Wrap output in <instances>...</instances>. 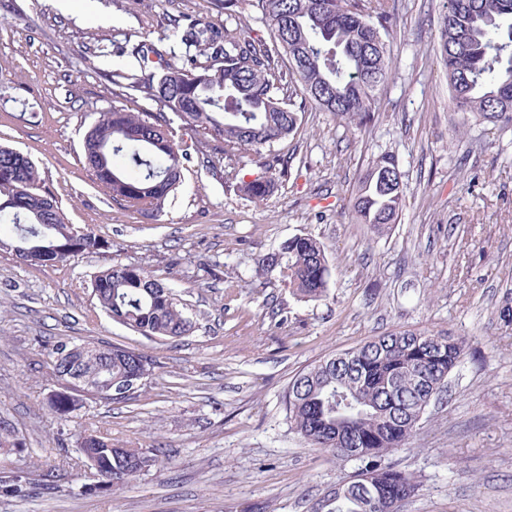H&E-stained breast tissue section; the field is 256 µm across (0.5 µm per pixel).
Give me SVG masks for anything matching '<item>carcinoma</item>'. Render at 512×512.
I'll use <instances>...</instances> for the list:
<instances>
[{"label":"carcinoma","mask_w":512,"mask_h":512,"mask_svg":"<svg viewBox=\"0 0 512 512\" xmlns=\"http://www.w3.org/2000/svg\"><path fill=\"white\" fill-rule=\"evenodd\" d=\"M271 24V37L242 28L220 30L204 17L185 25L173 21L168 39L180 41L170 58L153 44L132 48L137 67L112 70V83L136 88L167 112H132L117 102L97 112L82 149L85 162L115 201L161 215L183 185L191 160L187 145L174 138L172 113L182 125L224 142V158L286 139L299 128L300 114L315 105L362 129L382 111L380 87L393 62L384 35L395 0H254ZM288 57L291 78L278 66ZM436 53L448 76L452 112L466 121L512 126V0H444ZM298 88L279 97L284 81ZM274 187L271 175L241 182L238 190L262 202ZM405 200L402 173L393 155L376 157L349 196L353 219L376 237L397 223ZM0 241L23 265H56L112 247L104 236L69 224L58 199L44 185L35 162L0 145ZM278 271L293 293L308 301L327 295L330 262L326 247L310 235L291 237L262 260ZM99 307L116 323L144 336L177 338L193 329L182 298L141 265L114 264L91 278ZM466 339L404 329L375 336L334 354L289 383L286 411L291 430L311 448L360 463L342 494L311 512H374L354 483L369 474L370 497L407 500L418 481L391 456L410 449L427 407L446 392L448 376L463 358ZM54 377L67 370L86 379H112L104 399L137 397L156 362L121 345L60 341L49 363ZM47 406L61 418L81 410L67 391H53ZM79 439L85 459L102 475L101 489L123 488L160 463L159 448H130L85 430ZM29 487L27 473L11 470L0 488L15 495Z\"/></svg>","instance_id":"cac0c4a2"}]
</instances>
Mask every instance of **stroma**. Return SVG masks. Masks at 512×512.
Segmentation results:
<instances>
[{
    "instance_id": "35a3bbf8",
    "label": "stroma",
    "mask_w": 512,
    "mask_h": 512,
    "mask_svg": "<svg viewBox=\"0 0 512 512\" xmlns=\"http://www.w3.org/2000/svg\"><path fill=\"white\" fill-rule=\"evenodd\" d=\"M443 0H398L386 37L391 79L385 112L357 130L310 108L295 135L230 160L250 181L276 161L277 185L256 203L207 164L210 136L172 126L199 144L175 203L156 218L98 186L81 139L112 101L158 112L139 90L112 83L84 54L100 39L164 42L171 19L192 14L268 37L251 0H0V144L27 154L70 224L112 242L109 252L56 266L0 254V428L22 447L0 469L28 471L30 491L0 490V512H309L312 499L350 480L356 462L305 446L286 417L288 384L329 355L405 328L468 337L411 450L393 458L420 486L405 512H512V127L451 117L434 52ZM395 155L405 205L387 236L355 223L349 191L378 154ZM296 235L325 244L328 295L304 302L262 260ZM148 268L190 304L196 328L160 340L112 321L92 294L112 264ZM61 340L121 344L159 368L140 397L89 401L69 421L46 406L59 384L49 355ZM90 428L139 448L160 466L118 492L95 487L77 444ZM55 469L52 486L42 473Z\"/></svg>"
}]
</instances>
